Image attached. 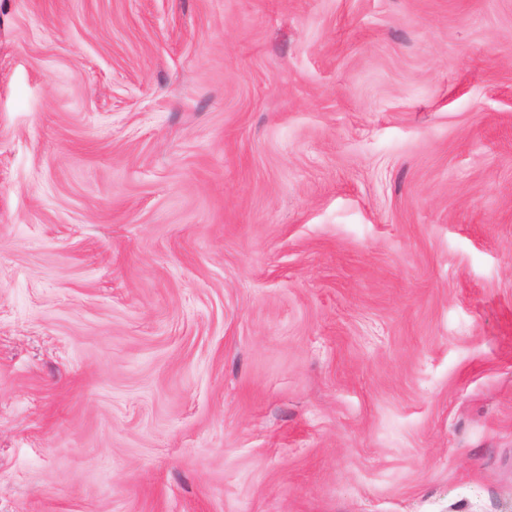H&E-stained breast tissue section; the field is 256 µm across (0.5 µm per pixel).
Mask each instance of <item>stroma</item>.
I'll return each mask as SVG.
<instances>
[{
	"instance_id": "1",
	"label": "stroma",
	"mask_w": 512,
	"mask_h": 512,
	"mask_svg": "<svg viewBox=\"0 0 512 512\" xmlns=\"http://www.w3.org/2000/svg\"><path fill=\"white\" fill-rule=\"evenodd\" d=\"M0 512H512V0H0Z\"/></svg>"
}]
</instances>
